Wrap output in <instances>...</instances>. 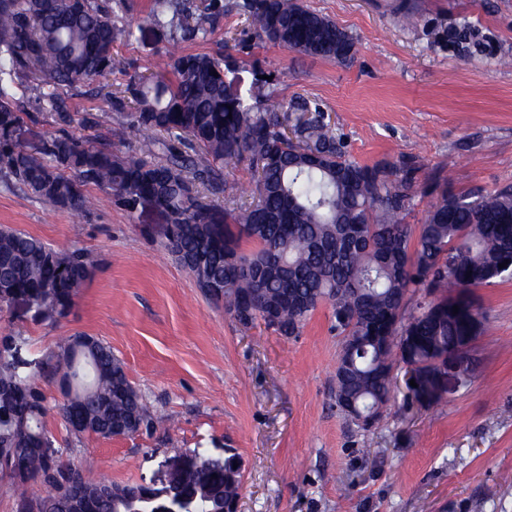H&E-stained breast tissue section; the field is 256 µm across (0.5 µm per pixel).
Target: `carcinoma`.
<instances>
[{"label":"carcinoma","instance_id":"carcinoma-1","mask_svg":"<svg viewBox=\"0 0 512 512\" xmlns=\"http://www.w3.org/2000/svg\"><path fill=\"white\" fill-rule=\"evenodd\" d=\"M223 6L210 0L194 14L189 0H150L143 22L118 30L106 0H0V174L13 179L51 210L81 214L96 198L95 185L129 214L152 197L165 212L156 232L179 262L193 265L195 280L224 283L225 309L245 328L261 320L282 336L300 332L322 303L332 329L354 346L340 352L336 401H349L372 416L371 428L391 401L393 371L410 365L430 378L433 396L424 410L447 397L441 355L463 354L465 336L484 330L471 311V290L512 280V184L492 192L454 193L437 185L424 223H403L417 194L410 158L367 166L350 159L327 113L317 103L284 104L273 93L246 98L224 79L231 55L186 53L180 42L205 39L207 23ZM240 13L255 38L307 55L348 63L355 41L332 20L299 0H242ZM172 29L160 71L130 79L134 111L116 103V134L143 137L138 154L117 155L62 128L28 151L11 137L22 117L13 85L42 79L39 98L70 124L63 89L112 72L118 36L130 38L143 24ZM448 47H482L467 23L448 29ZM247 160L255 172L248 205L219 209L201 200L198 185L217 193L224 164ZM254 248L245 251L241 242ZM509 265L499 268V264ZM81 249L57 251L22 231L0 228V309L23 295L41 316L66 317L93 274ZM458 313H453V307ZM0 346V480L18 500V512H141L162 490L112 484L63 459L42 419V378L80 391L58 411L75 438L112 437L115 427H162L129 380L112 348L85 334L65 337L39 366L23 373ZM235 460L219 467L208 458L182 473L199 512H224L239 497ZM54 493L32 497L34 485Z\"/></svg>","mask_w":512,"mask_h":512}]
</instances>
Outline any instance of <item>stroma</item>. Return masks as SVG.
I'll use <instances>...</instances> for the list:
<instances>
[{
	"mask_svg": "<svg viewBox=\"0 0 512 512\" xmlns=\"http://www.w3.org/2000/svg\"><path fill=\"white\" fill-rule=\"evenodd\" d=\"M207 40L185 42L192 53L230 51L227 80L242 94L275 92L320 104L351 158L374 166L408 156L420 190L405 217L421 224L434 183L495 191L512 184V0H302L356 42L352 63L259 43L236 0ZM409 6L401 26L396 13ZM469 23L485 50L457 54L444 33ZM169 26H146L118 39L117 66L106 79L65 97L69 132L134 153L135 137L111 135L114 96L130 75L153 71L169 45ZM35 80L17 84L25 110L22 145L37 151L59 129L42 110ZM95 118L93 128L81 120ZM224 189L208 193L252 202L246 162L224 167ZM99 206L73 217L50 212L25 187L0 176V226L24 231L58 250L83 249L92 279L71 314L52 322L21 305L0 309V337H20V358L34 374L60 337L84 333L111 346L144 402L170 418L168 430L73 438L54 405L58 388L43 385L45 416L57 447L112 483L162 486L166 461L203 450L241 467V512H512V281L473 289L485 330L469 354L467 386L426 411L405 387L370 430L353 425L333 401L341 339L320 305L299 335L264 325L245 329L209 300L193 276L144 233L161 223L151 210L128 214L97 187Z\"/></svg>",
	"mask_w": 512,
	"mask_h": 512,
	"instance_id": "35a3bbf8",
	"label": "stroma"
}]
</instances>
